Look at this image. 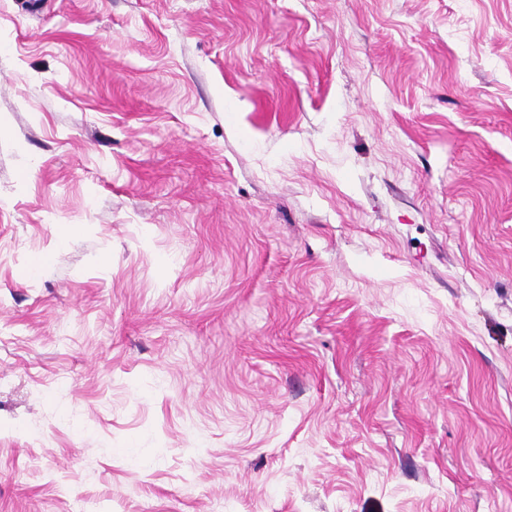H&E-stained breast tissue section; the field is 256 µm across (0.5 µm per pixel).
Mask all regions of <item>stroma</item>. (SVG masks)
<instances>
[{"instance_id":"35a3bbf8","label":"stroma","mask_w":512,"mask_h":512,"mask_svg":"<svg viewBox=\"0 0 512 512\" xmlns=\"http://www.w3.org/2000/svg\"><path fill=\"white\" fill-rule=\"evenodd\" d=\"M0 512H512V0H0Z\"/></svg>"}]
</instances>
